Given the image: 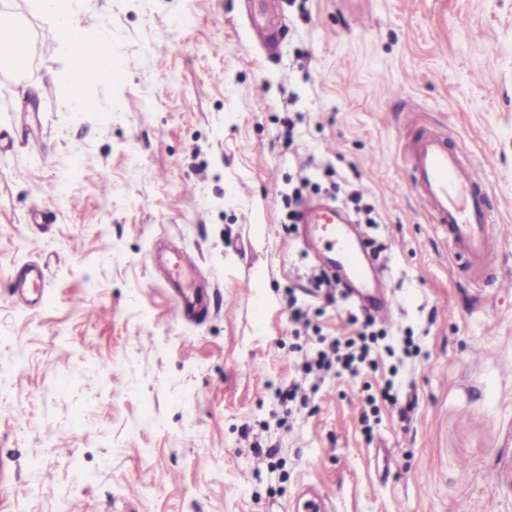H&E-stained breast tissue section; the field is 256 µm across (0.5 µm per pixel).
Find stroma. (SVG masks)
Masks as SVG:
<instances>
[{
	"instance_id": "35a3bbf8",
	"label": "stroma",
	"mask_w": 512,
	"mask_h": 512,
	"mask_svg": "<svg viewBox=\"0 0 512 512\" xmlns=\"http://www.w3.org/2000/svg\"><path fill=\"white\" fill-rule=\"evenodd\" d=\"M279 9L269 56L245 0H87L78 21L107 38L115 79L81 112L58 78L72 57L16 0L34 59L0 68V512H294L306 486L335 512H512V0ZM419 129L487 179V285L410 186ZM303 175L374 206L393 285L376 327L412 336L406 367L298 371L358 311L304 290L316 264L284 202ZM173 250L197 257L201 322L160 281ZM29 263L44 288L26 306ZM390 378L400 405H369Z\"/></svg>"
}]
</instances>
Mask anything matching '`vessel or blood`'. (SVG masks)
<instances>
[{
  "mask_svg": "<svg viewBox=\"0 0 512 512\" xmlns=\"http://www.w3.org/2000/svg\"><path fill=\"white\" fill-rule=\"evenodd\" d=\"M408 167L413 189L423 204L430 223L446 236L456 260L472 276H479L484 265L496 255L499 237L493 226L498 221L490 205L477 161L465 149L452 150L445 135L420 133L408 149ZM300 221L311 224L325 244L323 267L326 284L335 287L356 281L362 263L370 253L363 236H350L348 218L334 205L315 199L303 202ZM197 264L187 252L176 254L166 271L167 286L177 312L192 318L206 313L208 301L195 288Z\"/></svg>",
  "mask_w": 512,
  "mask_h": 512,
  "instance_id": "b4317fda",
  "label": "vessel or blood"
}]
</instances>
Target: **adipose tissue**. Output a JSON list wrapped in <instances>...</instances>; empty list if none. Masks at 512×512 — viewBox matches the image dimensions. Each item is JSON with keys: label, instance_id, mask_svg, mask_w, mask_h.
I'll return each instance as SVG.
<instances>
[{"label": "adipose tissue", "instance_id": "adipose-tissue-1", "mask_svg": "<svg viewBox=\"0 0 512 512\" xmlns=\"http://www.w3.org/2000/svg\"><path fill=\"white\" fill-rule=\"evenodd\" d=\"M40 10L53 22L60 44L76 52L82 66L76 70H66L61 80L70 89L77 107L85 112L91 111L92 103L84 94L88 83L87 72H96L97 82H111L114 72L112 60L108 55L107 41L97 32L82 28L76 21L83 8V0H37Z\"/></svg>", "mask_w": 512, "mask_h": 512}]
</instances>
